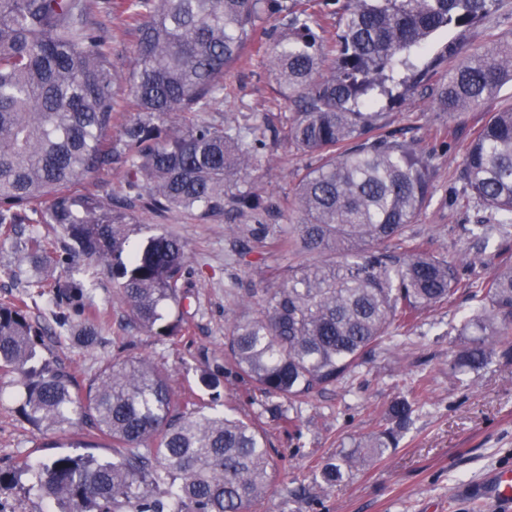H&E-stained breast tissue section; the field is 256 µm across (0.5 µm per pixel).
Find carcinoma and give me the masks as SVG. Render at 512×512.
<instances>
[{
	"label": "carcinoma",
	"mask_w": 512,
	"mask_h": 512,
	"mask_svg": "<svg viewBox=\"0 0 512 512\" xmlns=\"http://www.w3.org/2000/svg\"><path fill=\"white\" fill-rule=\"evenodd\" d=\"M336 21L327 40L312 26L310 2ZM500 0H0V228L56 224L64 252L31 234L17 247L45 264L87 260L112 268L128 320L148 336L185 331L187 256L161 229L130 245L132 209L181 210L202 220H246L232 233L239 255L265 243L298 259L271 268L260 293L231 292L223 370L206 371L210 390L233 374L252 399L275 411L308 402L350 376L376 346L394 343L423 311L452 303L460 290L478 302L465 320L467 345L452 351L454 377L512 357V104L486 112L463 156L466 190L495 216L465 229L467 249L497 237L501 259L479 282H465L448 259L412 242L410 224L430 189L433 149L383 133L377 95L405 96L439 74L436 111L459 118L512 84V33L485 51L458 58L453 44L421 64L439 30L464 32ZM136 34L133 67L112 62L108 19ZM274 22L270 72L296 115L287 137L315 157L300 174L290 208L298 221L269 224L279 199L253 191L280 131L258 134L233 121L199 122L224 91L261 22ZM132 116L112 136L115 114ZM116 172L126 187L106 200L75 186ZM37 295L65 302L82 321L75 339L95 342L100 322L84 315L82 280H36ZM40 333L24 300L0 303V371L18 376L22 411L36 426H74L108 442L112 458L61 453L24 461L30 489L46 512H249L276 473L263 430L214 409L192 411L168 375L147 356L106 363L81 379L40 359ZM417 405L415 391L394 398L392 426L320 471L342 481L359 462L380 459Z\"/></svg>",
	"instance_id": "1"
}]
</instances>
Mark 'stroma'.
<instances>
[{
    "instance_id": "obj_1",
    "label": "stroma",
    "mask_w": 512,
    "mask_h": 512,
    "mask_svg": "<svg viewBox=\"0 0 512 512\" xmlns=\"http://www.w3.org/2000/svg\"><path fill=\"white\" fill-rule=\"evenodd\" d=\"M509 33L512 0H502L499 11L476 29L462 35L437 32L427 50L432 53L452 42L465 57ZM266 45V37L256 34L247 61L226 71L224 91L206 112L207 120L261 128L289 125L294 108L266 66ZM373 109L383 129L397 135L427 142L446 135V147L438 149L433 160L430 197L410 233L429 251L456 262L464 278L483 277L484 264L493 260L498 244H488L481 266L471 267L462 257L465 227L487 222L489 212L467 197L459 175L465 150L486 117L484 108L451 119L434 111L429 98L418 92L395 107L378 97ZM311 162L290 141H279L267 151L252 187L280 199L292 196L299 174ZM135 222L144 228L164 226L185 247L193 293L186 315L188 333L160 340L129 326L111 269L85 264L79 276L89 290L88 303L103 318L100 337L89 348L58 346L57 337L67 335L69 328L57 318L55 307L37 300L30 316L42 333V358L90 378L128 352L146 354L169 372L176 392L196 390L197 407L258 420L268 433L277 473L269 496L252 512H495L491 503L475 501L462 489L492 469L512 468V357L495 359L461 382L449 377L448 354L465 343L457 327L472 305L467 293L458 294L453 304L424 311L415 327L401 330L395 345L375 350L354 375L294 408L300 432L291 435L281 429L277 417L252 403L247 384L239 378L225 376L214 393L197 387L202 371L224 365L229 288L265 286L267 265L255 253L249 262L240 261L229 231L231 221L225 217L202 221L179 211L158 215L139 208ZM15 241H0V300L27 297L35 277L55 280L65 275L62 265L19 263ZM128 342L133 345L129 351L124 348ZM413 387L421 394L420 402L395 449L353 470L340 485L317 481L323 466L383 429L390 401ZM22 402L16 376L0 375L2 470L16 469L26 458L45 460L55 452H68L75 441L72 432L52 433L31 425L20 413Z\"/></svg>"
}]
</instances>
